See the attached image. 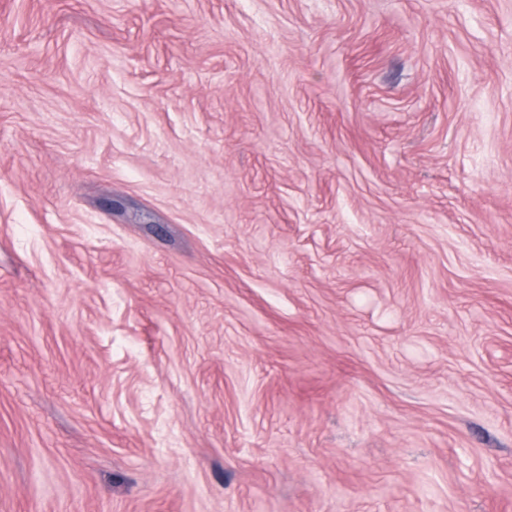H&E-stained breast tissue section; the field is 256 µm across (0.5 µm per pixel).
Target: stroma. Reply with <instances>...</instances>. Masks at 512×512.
<instances>
[{
	"mask_svg": "<svg viewBox=\"0 0 512 512\" xmlns=\"http://www.w3.org/2000/svg\"><path fill=\"white\" fill-rule=\"evenodd\" d=\"M0 512H512V0H0Z\"/></svg>",
	"mask_w": 512,
	"mask_h": 512,
	"instance_id": "obj_1",
	"label": "stroma"
}]
</instances>
